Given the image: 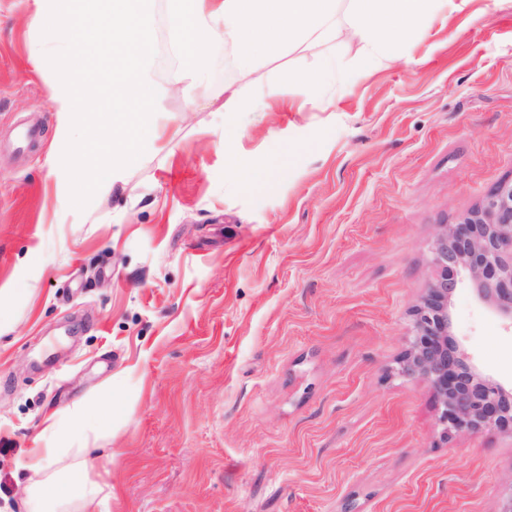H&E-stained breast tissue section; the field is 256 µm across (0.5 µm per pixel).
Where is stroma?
I'll use <instances>...</instances> for the list:
<instances>
[{
	"label": "stroma",
	"mask_w": 512,
	"mask_h": 512,
	"mask_svg": "<svg viewBox=\"0 0 512 512\" xmlns=\"http://www.w3.org/2000/svg\"><path fill=\"white\" fill-rule=\"evenodd\" d=\"M348 9L246 78L211 44L189 102L151 0L157 123L179 135L74 210L32 0H0V512H26L31 452L77 405L107 512H499L512 435L447 436L397 369L436 234L512 183V0L439 12L368 71ZM327 53L351 79L302 105L280 77ZM229 89L276 94L240 117L237 153L287 157L259 189L225 173ZM448 315L512 387V321L467 280Z\"/></svg>",
	"instance_id": "1"
}]
</instances>
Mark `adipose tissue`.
Segmentation results:
<instances>
[{
	"label": "adipose tissue",
	"instance_id": "obj_1",
	"mask_svg": "<svg viewBox=\"0 0 512 512\" xmlns=\"http://www.w3.org/2000/svg\"><path fill=\"white\" fill-rule=\"evenodd\" d=\"M344 40L361 43L363 67L400 53L413 32L427 28L448 0H350ZM338 0H168V27L176 47L189 59L193 84H208L210 42L231 48L239 73L249 76L260 61L273 60L305 47L327 31ZM349 73L327 58L320 65L291 70L284 83L313 99L321 87L347 83ZM74 461L63 470L55 465L64 456ZM94 448L35 449L29 470L42 474L26 502L28 512H93L107 497L104 485L89 470L98 458Z\"/></svg>",
	"mask_w": 512,
	"mask_h": 512
}]
</instances>
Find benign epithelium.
<instances>
[{"label":"benign epithelium","mask_w":512,"mask_h":512,"mask_svg":"<svg viewBox=\"0 0 512 512\" xmlns=\"http://www.w3.org/2000/svg\"><path fill=\"white\" fill-rule=\"evenodd\" d=\"M431 265L426 294L411 311L400 373L432 388L447 434H475L489 426L512 432V396L479 377L451 346L448 334V295L460 274L512 321L511 183L495 188L479 210L436 235Z\"/></svg>","instance_id":"7a95c632"}]
</instances>
